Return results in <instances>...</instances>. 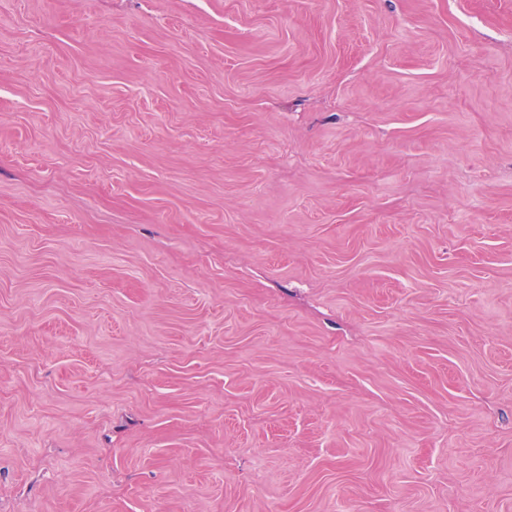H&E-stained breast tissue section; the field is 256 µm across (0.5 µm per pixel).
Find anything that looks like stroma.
I'll return each mask as SVG.
<instances>
[{
	"instance_id": "obj_1",
	"label": "stroma",
	"mask_w": 512,
	"mask_h": 512,
	"mask_svg": "<svg viewBox=\"0 0 512 512\" xmlns=\"http://www.w3.org/2000/svg\"><path fill=\"white\" fill-rule=\"evenodd\" d=\"M0 512H512V0H0Z\"/></svg>"
}]
</instances>
